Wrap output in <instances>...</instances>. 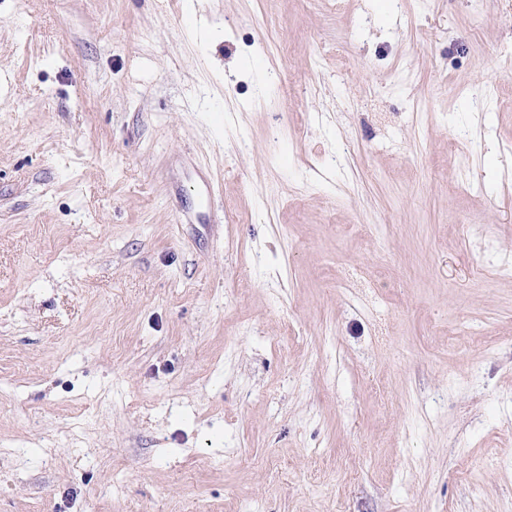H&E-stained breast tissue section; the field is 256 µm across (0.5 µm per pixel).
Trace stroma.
Instances as JSON below:
<instances>
[{
    "label": "stroma",
    "mask_w": 512,
    "mask_h": 512,
    "mask_svg": "<svg viewBox=\"0 0 512 512\" xmlns=\"http://www.w3.org/2000/svg\"><path fill=\"white\" fill-rule=\"evenodd\" d=\"M0 512H512V0H0Z\"/></svg>",
    "instance_id": "stroma-1"
}]
</instances>
